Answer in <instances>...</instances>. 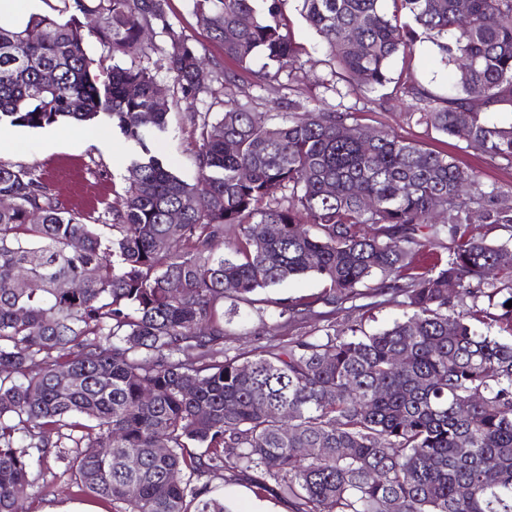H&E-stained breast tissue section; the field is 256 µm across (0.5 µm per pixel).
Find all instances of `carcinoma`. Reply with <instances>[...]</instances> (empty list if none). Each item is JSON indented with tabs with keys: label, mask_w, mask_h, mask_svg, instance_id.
Returning a JSON list of instances; mask_svg holds the SVG:
<instances>
[{
	"label": "carcinoma",
	"mask_w": 512,
	"mask_h": 512,
	"mask_svg": "<svg viewBox=\"0 0 512 512\" xmlns=\"http://www.w3.org/2000/svg\"><path fill=\"white\" fill-rule=\"evenodd\" d=\"M59 2L22 31L0 26V125L106 121L139 151L122 209L100 226L31 170L0 163V196L13 202L0 210V512H18L64 428L76 495L104 512H230L210 482L195 484L226 469L293 512H512V238L473 229H512V189L486 192L454 157L384 130L364 140L353 112L271 123L239 103L191 113L199 177L188 183L148 146L169 111L155 75L104 61L142 52L156 26L187 106L224 72L169 23V0ZM190 2L239 68L258 54L297 62L284 0ZM300 2L368 91L391 81V59L412 53L418 31L445 36L457 82L444 96L405 87L409 118L512 166V122L494 118L512 112V0ZM73 9L100 19L106 56L88 54ZM173 212L181 223H168ZM21 272L38 287L15 288ZM308 273L325 288L282 299L279 317L314 313L320 334L252 358L224 352V300L252 303ZM65 280L80 288L62 291ZM450 282L466 311L449 306ZM387 293L403 297L404 319L372 334L336 323Z\"/></svg>",
	"instance_id": "carcinoma-1"
}]
</instances>
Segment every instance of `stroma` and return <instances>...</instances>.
<instances>
[{
  "label": "stroma",
  "mask_w": 512,
  "mask_h": 512,
  "mask_svg": "<svg viewBox=\"0 0 512 512\" xmlns=\"http://www.w3.org/2000/svg\"><path fill=\"white\" fill-rule=\"evenodd\" d=\"M282 11L299 48L294 67L281 69L266 63L264 58H255L248 70L238 73L236 81L215 83L217 105L204 100L189 109H171L167 128L155 139L153 149L181 179L192 183L198 177L190 111L211 109L219 113L223 102L235 101L248 105L253 112L284 116L289 112V102L296 100L311 109L357 113L360 123L368 129H383L451 155L461 166L476 170L485 189L512 186V167L490 163L464 143L415 124L408 118L406 102L396 99L394 84L405 80L440 94L447 92L452 67L442 61L433 39L420 38L412 55L394 58L390 83L365 94L356 89L353 80L342 75L315 30L302 18L298 0H285ZM168 19L191 36L207 58L220 63L225 70L234 69V62L225 58L222 47L212 42L198 23L190 0H169ZM95 129L99 139L89 142L83 137L82 127L75 124L0 127L1 133L21 146L17 152L1 149L0 162L34 170L63 206L98 217L120 208L133 147L111 125L99 123ZM323 287V281L310 274L257 293L255 305L236 304L234 313L224 318L225 348L234 354L250 352L268 345L275 337L285 341L296 335L316 334L323 322L310 315L301 323L282 325L279 302L285 297L312 300ZM72 454L69 447L53 449L42 476L23 503L24 512H102L92 498H73L69 470ZM211 484L230 501L233 512H292L288 500L273 492L256 495L249 481L237 473L225 472L223 477L212 479Z\"/></svg>",
  "instance_id": "35a3bbf8"
}]
</instances>
